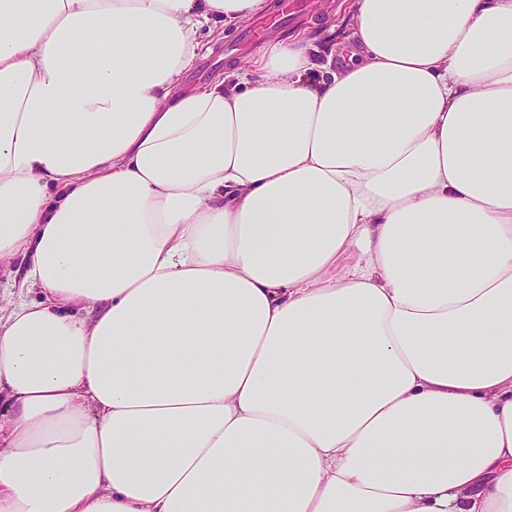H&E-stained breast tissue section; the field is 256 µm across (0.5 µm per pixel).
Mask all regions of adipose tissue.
Segmentation results:
<instances>
[{"label":"adipose tissue","mask_w":512,"mask_h":512,"mask_svg":"<svg viewBox=\"0 0 512 512\" xmlns=\"http://www.w3.org/2000/svg\"><path fill=\"white\" fill-rule=\"evenodd\" d=\"M267 8L0 0V512H512V0ZM345 0H271V7L246 22L219 25L207 36L195 66L184 76V85L194 88L208 83L216 74L227 73L231 65L245 59L273 37L305 32L319 63L338 40L352 32L353 20ZM320 3V4H319ZM334 28H331V27ZM25 264L24 258L17 257L10 261L9 264L0 266V307L1 316L7 315L9 309L12 306L20 291L23 290V297L28 300H37L39 298V292L37 289L27 291L21 288H11L14 281H19L22 276L23 266Z\"/></svg>","instance_id":"obj_1"}]
</instances>
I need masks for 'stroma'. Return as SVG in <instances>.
I'll use <instances>...</instances> for the list:
<instances>
[{
	"label": "stroma",
	"instance_id": "stroma-1",
	"mask_svg": "<svg viewBox=\"0 0 512 512\" xmlns=\"http://www.w3.org/2000/svg\"><path fill=\"white\" fill-rule=\"evenodd\" d=\"M346 0H270V7L246 22L215 27L204 37L196 63L184 76L186 87L208 83L237 60L274 37L306 33L318 62H325L338 40L352 31Z\"/></svg>",
	"mask_w": 512,
	"mask_h": 512
}]
</instances>
